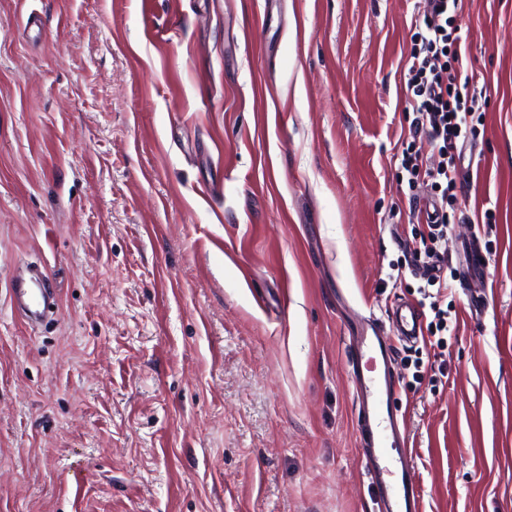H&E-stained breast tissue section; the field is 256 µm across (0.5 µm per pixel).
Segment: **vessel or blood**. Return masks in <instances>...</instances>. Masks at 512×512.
I'll return each instance as SVG.
<instances>
[{
  "mask_svg": "<svg viewBox=\"0 0 512 512\" xmlns=\"http://www.w3.org/2000/svg\"><path fill=\"white\" fill-rule=\"evenodd\" d=\"M12 305L28 324L42 322L48 311L44 286L17 279L12 288ZM393 315L398 338L406 343L416 341L422 324L420 309L404 302L397 304ZM350 343L354 358L371 364L370 369L357 374L356 396L363 408L358 438L374 489L376 512H419L418 487L405 469L401 456L391 454L389 450L390 445L406 441L389 407L395 390L392 345L388 337L376 331L360 332L351 337Z\"/></svg>",
  "mask_w": 512,
  "mask_h": 512,
  "instance_id": "b4317fda",
  "label": "vessel or blood"
}]
</instances>
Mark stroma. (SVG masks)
I'll return each mask as SVG.
<instances>
[{"label": "stroma", "instance_id": "obj_1", "mask_svg": "<svg viewBox=\"0 0 512 512\" xmlns=\"http://www.w3.org/2000/svg\"><path fill=\"white\" fill-rule=\"evenodd\" d=\"M427 0H0V512H373L349 338L389 324L403 66ZM485 88L437 384L393 411L422 512H512V0H464ZM494 223L482 220L486 209ZM43 267L54 318L9 288Z\"/></svg>", "mask_w": 512, "mask_h": 512}]
</instances>
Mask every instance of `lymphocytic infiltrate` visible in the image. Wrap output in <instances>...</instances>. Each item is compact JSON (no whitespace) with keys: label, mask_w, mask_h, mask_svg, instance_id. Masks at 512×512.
<instances>
[{"label":"lymphocytic infiltrate","mask_w":512,"mask_h":512,"mask_svg":"<svg viewBox=\"0 0 512 512\" xmlns=\"http://www.w3.org/2000/svg\"><path fill=\"white\" fill-rule=\"evenodd\" d=\"M462 0H429V13L416 25L403 78L410 95L406 115L412 139L402 151L400 166L409 188L430 190L432 213L427 233L413 248L421 262L418 291L432 315L427 324V342L442 351L455 327L442 293L448 282L443 270L448 264L444 244L451 228L450 212L457 204V168L462 150L474 135V120L486 98L481 89L460 82L455 45L460 39L455 24ZM429 152H422V145Z\"/></svg>","instance_id":"f902f5d3"}]
</instances>
